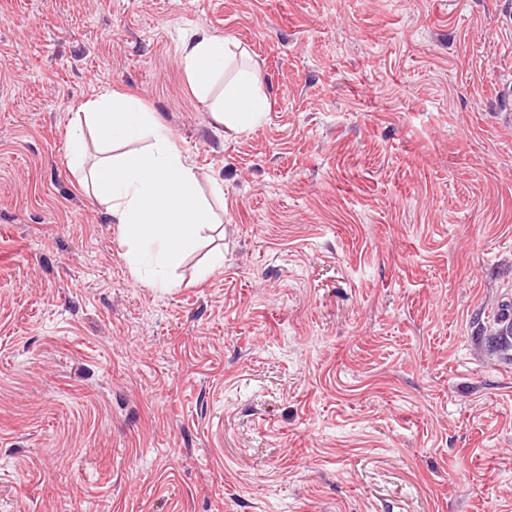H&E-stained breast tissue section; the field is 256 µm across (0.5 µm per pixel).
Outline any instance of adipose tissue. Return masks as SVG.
<instances>
[{
  "mask_svg": "<svg viewBox=\"0 0 512 512\" xmlns=\"http://www.w3.org/2000/svg\"><path fill=\"white\" fill-rule=\"evenodd\" d=\"M233 41L197 29L184 42L180 64L213 120L241 133L260 124L268 102L259 75L252 70L224 80V92L211 99L210 91L235 57ZM95 141L102 146L148 140L140 152L101 158L85 181L108 215L120 226L128 246V267L145 274L156 288L170 287L168 274L178 268L195 246L201 230L215 217L201 195L193 165L155 113L133 96L107 92L86 105L84 115Z\"/></svg>",
  "mask_w": 512,
  "mask_h": 512,
  "instance_id": "obj_1",
  "label": "adipose tissue"
}]
</instances>
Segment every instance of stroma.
Returning a JSON list of instances; mask_svg holds the SVG:
<instances>
[{
  "label": "stroma",
  "instance_id": "1",
  "mask_svg": "<svg viewBox=\"0 0 512 512\" xmlns=\"http://www.w3.org/2000/svg\"><path fill=\"white\" fill-rule=\"evenodd\" d=\"M511 84L512 0H0V512H512ZM107 91L215 215L174 287L73 168ZM240 48L226 37L221 38L204 28L184 42L180 64L200 102L209 106L213 120L227 130L245 132L260 124L268 102L259 75L253 70L239 73L224 85V93L210 101L213 84L223 76Z\"/></svg>",
  "mask_w": 512,
  "mask_h": 512
}]
</instances>
